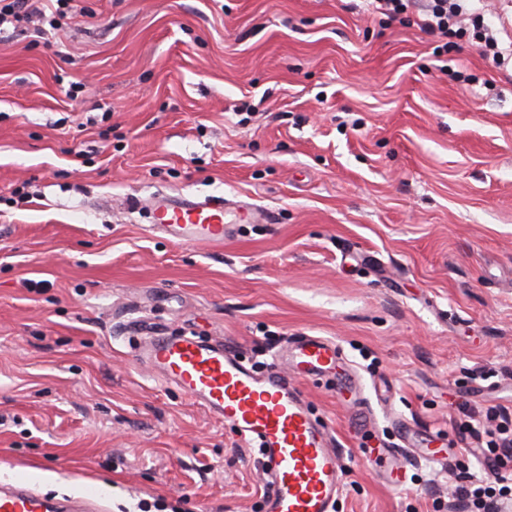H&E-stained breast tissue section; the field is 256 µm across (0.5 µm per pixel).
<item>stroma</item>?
<instances>
[{"instance_id": "35a3bbf8", "label": "stroma", "mask_w": 512, "mask_h": 512, "mask_svg": "<svg viewBox=\"0 0 512 512\" xmlns=\"http://www.w3.org/2000/svg\"><path fill=\"white\" fill-rule=\"evenodd\" d=\"M0 32V482L98 512H263L257 448L139 359L223 342L265 371L304 333L357 388L298 380L334 435L336 512H456L494 485L465 426L512 409V68L440 72L367 0H81ZM512 50V0H471ZM82 82L70 98L71 82ZM160 192L245 200L223 245L149 226ZM437 433L395 488L365 451ZM454 492L459 502L467 508V512H499V499L493 494V488L481 484V480L473 474L455 477Z\"/></svg>"}]
</instances>
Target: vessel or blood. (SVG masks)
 <instances>
[{"label": "vessel or blood", "mask_w": 512, "mask_h": 512, "mask_svg": "<svg viewBox=\"0 0 512 512\" xmlns=\"http://www.w3.org/2000/svg\"><path fill=\"white\" fill-rule=\"evenodd\" d=\"M256 215L248 203L230 208L170 195L158 197L150 211L154 230L180 244L209 246L223 245L228 225L251 221ZM141 357L196 405L258 444L269 485L265 512H332L342 487L339 456L330 446L328 428L312 419L293 379L332 375L337 393L353 390L354 377L334 341L295 337L261 375L222 342L193 335L150 337ZM284 360L292 374L281 371ZM413 438L404 425L399 444L383 443L369 451L370 461L380 466L391 484L402 481L400 460ZM90 508L85 499L63 504L23 483L0 484V512H89Z\"/></svg>", "instance_id": "obj_1"}]
</instances>
